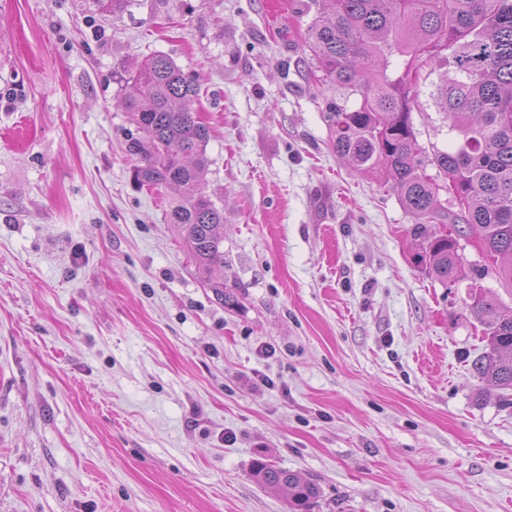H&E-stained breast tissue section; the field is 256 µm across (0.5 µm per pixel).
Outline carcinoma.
Masks as SVG:
<instances>
[{
    "mask_svg": "<svg viewBox=\"0 0 512 512\" xmlns=\"http://www.w3.org/2000/svg\"><path fill=\"white\" fill-rule=\"evenodd\" d=\"M325 2L329 11L308 26L306 46L319 82L336 90L326 107L332 149L398 193L417 219L418 259L431 276L443 284L466 277L457 242L436 230L455 224L499 263V282L512 294V0ZM436 71L429 96L454 135L445 149L421 143L412 118ZM119 83L135 127L126 143L134 178L176 192L169 223L196 267L207 275L224 269V211L203 186L209 128L191 108L198 84L160 54ZM444 188L460 206L440 205ZM469 311L486 341L476 376L512 390V313L481 287ZM252 476L264 488L288 489L290 512H309L319 495L315 483L262 457Z\"/></svg>",
    "mask_w": 512,
    "mask_h": 512,
    "instance_id": "1",
    "label": "carcinoma"
}]
</instances>
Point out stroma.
Segmentation results:
<instances>
[{
  "label": "stroma",
  "mask_w": 512,
  "mask_h": 512,
  "mask_svg": "<svg viewBox=\"0 0 512 512\" xmlns=\"http://www.w3.org/2000/svg\"><path fill=\"white\" fill-rule=\"evenodd\" d=\"M313 0H0V512H512V391L397 192L330 146ZM200 85L224 304L139 186L120 74ZM252 476L267 489L286 488L289 492L288 507L292 512H308L319 495L317 485L299 472L278 468L260 457L252 464Z\"/></svg>",
  "instance_id": "35a3bbf8"
}]
</instances>
